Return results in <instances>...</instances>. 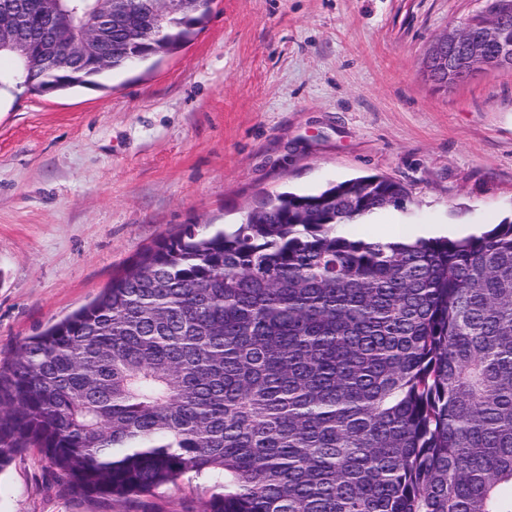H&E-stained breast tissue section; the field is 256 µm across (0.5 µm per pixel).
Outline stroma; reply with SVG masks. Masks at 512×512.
<instances>
[{"instance_id": "35a3bbf8", "label": "stroma", "mask_w": 512, "mask_h": 512, "mask_svg": "<svg viewBox=\"0 0 512 512\" xmlns=\"http://www.w3.org/2000/svg\"><path fill=\"white\" fill-rule=\"evenodd\" d=\"M487 0H213L208 22L104 87L0 90V365L185 224L233 228L259 195L380 174L407 212L375 224L486 228L512 214V70L453 87L426 57ZM202 481L115 502L29 448L0 512H203Z\"/></svg>"}]
</instances>
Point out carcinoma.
<instances>
[{
  "instance_id": "carcinoma-1",
  "label": "carcinoma",
  "mask_w": 512,
  "mask_h": 512,
  "mask_svg": "<svg viewBox=\"0 0 512 512\" xmlns=\"http://www.w3.org/2000/svg\"><path fill=\"white\" fill-rule=\"evenodd\" d=\"M211 0L112 23L107 63L29 68L37 95L172 53ZM91 21L95 0H64ZM17 62L63 51L35 20ZM410 196L383 175L186 224L0 370V472L26 448L86 497L183 479L205 512H512V218L479 235L346 230Z\"/></svg>"
}]
</instances>
